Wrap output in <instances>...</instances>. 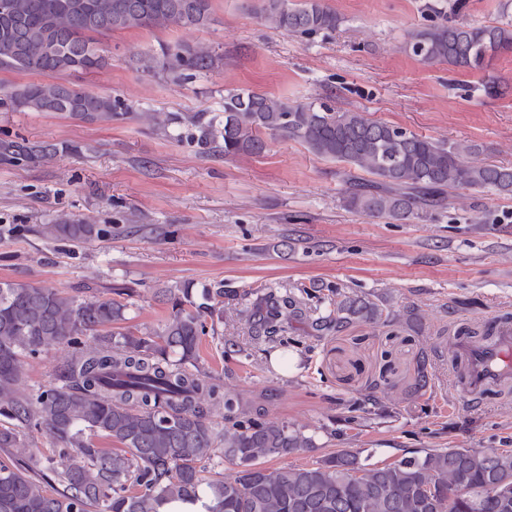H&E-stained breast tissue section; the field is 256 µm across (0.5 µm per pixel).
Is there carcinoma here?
I'll return each instance as SVG.
<instances>
[{"mask_svg":"<svg viewBox=\"0 0 512 512\" xmlns=\"http://www.w3.org/2000/svg\"><path fill=\"white\" fill-rule=\"evenodd\" d=\"M257 17L286 34L334 31L341 18L324 0H257ZM212 0H0V71L90 72L108 64L98 36L114 30L174 25L200 29ZM408 50L425 63L482 70L512 52V27L499 22L431 25L413 32ZM221 55L206 44L166 46L149 69L175 79L212 69ZM13 112H51L85 123L133 116L121 99L62 83L13 87L0 97ZM177 137L201 153L263 154L268 139L294 140L314 155L345 164L344 207L398 223L445 205L456 189H489L512 198V165L475 162L468 141L442 142L367 118L253 90L224 94V115L185 112L172 118ZM75 143L0 138V165L36 166ZM43 232L75 244L108 230L83 220L46 224ZM171 311L161 330L117 327L127 305L81 301L30 282L0 281V448L26 429L49 435L56 456L0 461V512H163L172 501H205V512H512V449L407 448L368 467L346 450L310 465L268 468L269 459L311 447V438L261 408L232 397L196 367L206 321L224 319V287L161 291ZM252 341L270 352L284 344L288 322L341 330L357 321L389 324L383 298L346 297L322 314L286 287L256 301ZM64 345L57 381L20 394L25 357ZM224 413V429L211 416ZM120 447L96 448L90 438ZM220 459L230 478L207 474Z\"/></svg>","mask_w":512,"mask_h":512,"instance_id":"1","label":"carcinoma"}]
</instances>
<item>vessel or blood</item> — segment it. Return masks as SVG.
<instances>
[{"mask_svg":"<svg viewBox=\"0 0 512 512\" xmlns=\"http://www.w3.org/2000/svg\"><path fill=\"white\" fill-rule=\"evenodd\" d=\"M485 330L477 336L462 325L451 336L454 383L473 403L493 392L512 393V316L495 317Z\"/></svg>","mask_w":512,"mask_h":512,"instance_id":"obj_1","label":"vessel or blood"}]
</instances>
